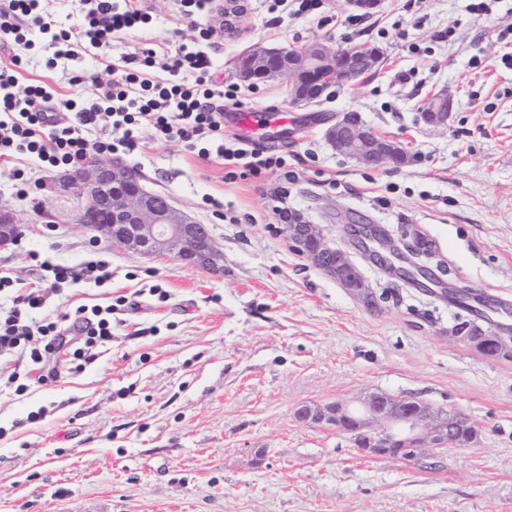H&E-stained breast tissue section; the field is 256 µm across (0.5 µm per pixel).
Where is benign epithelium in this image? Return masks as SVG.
Masks as SVG:
<instances>
[{
    "label": "benign epithelium",
    "mask_w": 512,
    "mask_h": 512,
    "mask_svg": "<svg viewBox=\"0 0 512 512\" xmlns=\"http://www.w3.org/2000/svg\"><path fill=\"white\" fill-rule=\"evenodd\" d=\"M383 0H345L348 10L360 16L376 13ZM240 0H224V33L235 32ZM380 55L362 44L339 46L328 51L320 42L302 47H262L250 50L239 62L237 77L256 85L286 80L292 87L291 104L300 106L321 97L336 79L351 82L374 69ZM453 98L446 93L432 96L421 116L433 128H448ZM336 152L370 166H401L404 148L379 135L351 111L336 118L326 131ZM58 182L64 192L84 202L78 223L91 239L146 256L170 257L213 274L224 271L223 254L210 230L177 210L169 197L146 188L141 176L124 158H88L79 168L62 174ZM108 215L105 221L101 215ZM280 233L291 247L342 287L364 307L376 309L379 297L366 280L350 248L329 238L325 229L304 214L293 211L280 225ZM20 234L15 213L0 209V247ZM420 230L410 224L397 233V243L364 224L353 243L361 255L391 273L403 284L428 288L434 282L423 264ZM490 328L477 320H463L451 330L459 343L485 336ZM293 416L304 425H328L348 435L357 450L372 458L417 461L438 457L455 447L477 441L478 430L467 417L453 410L434 407L416 397L370 392L356 403L305 402Z\"/></svg>",
    "instance_id": "obj_1"
}]
</instances>
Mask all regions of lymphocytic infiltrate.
<instances>
[{
	"mask_svg": "<svg viewBox=\"0 0 512 512\" xmlns=\"http://www.w3.org/2000/svg\"><path fill=\"white\" fill-rule=\"evenodd\" d=\"M211 4L173 0L178 42L165 57L147 47L115 59L113 42L149 22L143 0H80L82 19L76 24L52 16L44 0H0V42H25L35 29L43 36L47 68H77L94 57L104 70L100 77L74 75V83L91 85L90 93L75 101L61 98L45 82L21 85L25 64L12 57L0 68V161L23 155L44 169L76 167L93 153L134 151L147 129L154 141H178L187 151L222 160L225 179L256 177L273 168L291 179L284 159L262 155L250 139L224 129V106L237 103L238 88L211 80L204 50L216 35L209 23ZM100 127L106 138L89 140L88 132ZM4 290L11 304L0 307V352L20 353L37 371L38 382L47 381L44 369L53 354L66 352L80 370L91 359L90 348L112 340V305L81 306L74 314L43 319L47 291L19 287L0 275Z\"/></svg>",
	"mask_w": 512,
	"mask_h": 512,
	"instance_id": "obj_1",
	"label": "lymphocytic infiltrate"
}]
</instances>
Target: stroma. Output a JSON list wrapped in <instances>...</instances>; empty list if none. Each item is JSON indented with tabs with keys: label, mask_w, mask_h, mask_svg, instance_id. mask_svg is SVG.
Masks as SVG:
<instances>
[{
	"label": "stroma",
	"mask_w": 512,
	"mask_h": 512,
	"mask_svg": "<svg viewBox=\"0 0 512 512\" xmlns=\"http://www.w3.org/2000/svg\"><path fill=\"white\" fill-rule=\"evenodd\" d=\"M244 2L236 35L207 48L224 83L258 45L366 42L382 63L301 107L286 82L241 85L242 107L287 113V131L257 145L295 179L274 169L228 181L220 161L177 141L127 153L147 187L210 228L224 252L220 276L93 242L74 203L48 188L50 170L0 163V206L18 212L22 229L0 250V275L44 289L30 252L69 265L103 259L110 279L64 285L44 316L126 300L111 344L83 372L61 354L55 380L20 394L0 387V512H512V360L450 339L468 310L394 288L363 259L366 279L387 293L366 309L291 249L265 193L279 184L289 209L339 243L357 224L391 234L416 225L446 268L441 287L495 300L494 320L512 326V0H484L480 12L477 0H385L354 22L343 0H322L316 16ZM148 5L150 22L113 43L112 56L173 40L171 0ZM15 55L27 78L67 98L84 93L46 68L41 46L0 44V62ZM440 90L455 101L444 130L418 120ZM349 110L400 141L412 162L369 167L337 153L325 131ZM14 167L25 183L10 178ZM375 391L459 410L478 440L405 463L365 457L336 428L293 417L305 402ZM39 409L43 418L29 420Z\"/></svg>",
	"instance_id": "obj_1"
}]
</instances>
